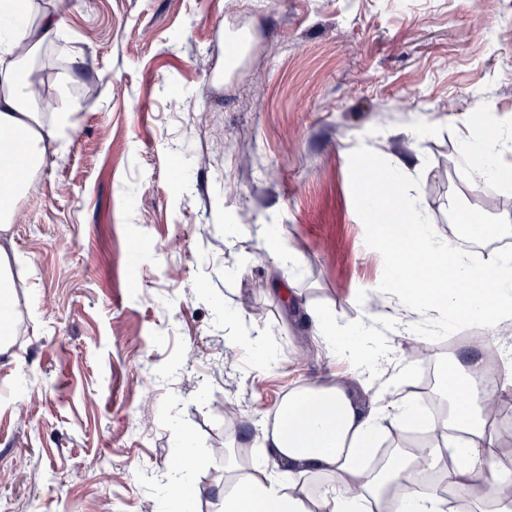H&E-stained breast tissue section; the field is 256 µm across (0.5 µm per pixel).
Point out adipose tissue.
<instances>
[{"label": "adipose tissue", "instance_id": "1", "mask_svg": "<svg viewBox=\"0 0 512 512\" xmlns=\"http://www.w3.org/2000/svg\"><path fill=\"white\" fill-rule=\"evenodd\" d=\"M64 20L55 6L36 10L34 0H0V225L12 223L14 201L30 173L61 148L73 111L45 119L30 83L17 73L40 51L54 44ZM461 160L472 182L504 187L499 140L467 124ZM392 183L396 200L385 204L374 190L363 196L376 217L378 244L389 278L377 284L380 304L361 302L356 322L303 298L296 281L288 295L303 307L317 345L346 360L353 376L375 384L369 411L350 399L335 373L288 392L263 450L243 465L224 470V494L215 512H448L449 496L466 500L472 512H512V466L504 461L497 407L512 391V252L493 250L475 259L473 248L483 229L447 236L427 221L418 196L409 192L412 176L401 165L376 173ZM439 335L463 324L483 326V351L497 352L496 364L482 353L467 354L449 368L444 380L445 407L430 416L422 439L371 468L366 458L385 428L404 431L416 407L401 394L407 369L397 357L398 339L423 341V323ZM179 479L166 493L164 512H196L187 485L194 456L188 435H181Z\"/></svg>", "mask_w": 512, "mask_h": 512}]
</instances>
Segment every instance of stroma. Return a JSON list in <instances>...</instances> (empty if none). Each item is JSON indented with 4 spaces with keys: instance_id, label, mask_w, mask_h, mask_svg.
Masks as SVG:
<instances>
[{
    "instance_id": "obj_1",
    "label": "stroma",
    "mask_w": 512,
    "mask_h": 512,
    "mask_svg": "<svg viewBox=\"0 0 512 512\" xmlns=\"http://www.w3.org/2000/svg\"><path fill=\"white\" fill-rule=\"evenodd\" d=\"M63 36L37 58L80 107L62 158L28 178L0 248L16 323L0 354V512H160L175 433L194 482L260 447L292 388L338 372L281 294L297 278L338 320L359 317L386 262L362 204L365 172L419 169L430 223L490 228L512 246V186L482 200L457 160L458 118L512 124V0H55ZM278 225L301 257L277 265ZM226 301L280 365L227 351ZM402 343L407 386L440 395L461 344ZM236 417H225V404ZM255 233L266 249L274 255L277 263L290 268L298 266V253L279 237L274 224H258Z\"/></svg>"
}]
</instances>
